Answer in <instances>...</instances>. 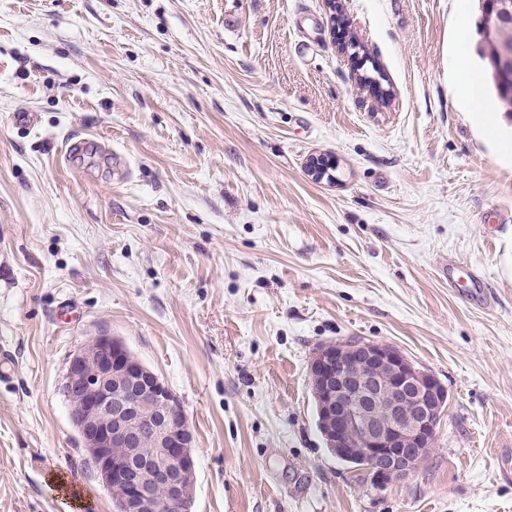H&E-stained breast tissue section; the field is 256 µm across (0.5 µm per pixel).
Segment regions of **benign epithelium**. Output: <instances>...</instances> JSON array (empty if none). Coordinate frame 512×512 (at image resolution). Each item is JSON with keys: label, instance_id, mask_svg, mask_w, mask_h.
<instances>
[{"label": "benign epithelium", "instance_id": "benign-epithelium-1", "mask_svg": "<svg viewBox=\"0 0 512 512\" xmlns=\"http://www.w3.org/2000/svg\"><path fill=\"white\" fill-rule=\"evenodd\" d=\"M485 3L489 25L512 26L511 10ZM309 375L336 458L364 463L379 482L422 466L448 406V389L434 374L396 347L348 339L317 349ZM62 388L74 399L71 419L102 485L123 492L121 512H189L193 434L181 399L156 373L101 333L70 355Z\"/></svg>", "mask_w": 512, "mask_h": 512}]
</instances>
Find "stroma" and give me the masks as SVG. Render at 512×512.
Masks as SVG:
<instances>
[{
    "mask_svg": "<svg viewBox=\"0 0 512 512\" xmlns=\"http://www.w3.org/2000/svg\"><path fill=\"white\" fill-rule=\"evenodd\" d=\"M340 2L0 0V512H64L57 473L114 512L62 391L103 332L184 404L192 512H512V105L450 89L478 2ZM351 337L448 388L380 489L317 426L309 362ZM445 277H448V286L449 288H461L460 284V273H463L466 278L462 277L466 280V288H468V292L478 293L484 292L486 285L483 280L477 275V273L472 271H466L462 269L461 266L456 265L453 261H448L443 266Z\"/></svg>",
    "mask_w": 512,
    "mask_h": 512,
    "instance_id": "stroma-1",
    "label": "stroma"
}]
</instances>
